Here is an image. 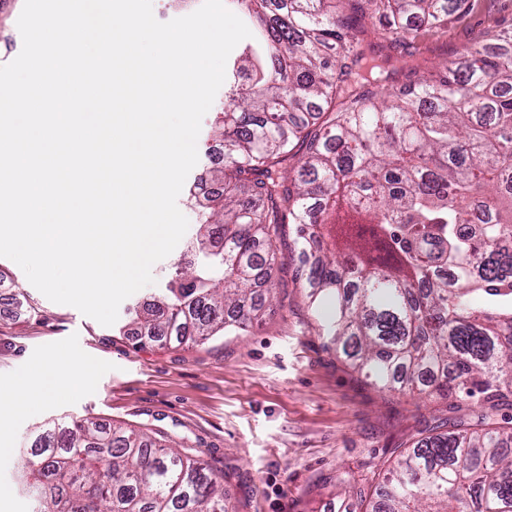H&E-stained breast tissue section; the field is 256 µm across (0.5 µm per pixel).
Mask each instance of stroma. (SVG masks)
<instances>
[{"instance_id":"obj_1","label":"stroma","mask_w":512,"mask_h":512,"mask_svg":"<svg viewBox=\"0 0 512 512\" xmlns=\"http://www.w3.org/2000/svg\"><path fill=\"white\" fill-rule=\"evenodd\" d=\"M23 5L0 0V65L22 49ZM511 17L512 0H475L465 15L427 32L423 46L444 60ZM224 103L217 94L202 120L189 181L204 182L224 163V145L211 130ZM186 250L179 243L153 266L154 284L122 302L113 327L51 302L0 257V383L55 362L97 367L90 387L58 392L18 419L9 447L23 448L51 419L92 417L167 432L180 450L223 474L232 512H356V499L337 496L335 483L373 491L408 441L434 418L449 417L446 401L380 393L340 365L326 347L323 313L308 309L290 272L262 323L246 335L177 348L120 335L119 326L153 300Z\"/></svg>"}]
</instances>
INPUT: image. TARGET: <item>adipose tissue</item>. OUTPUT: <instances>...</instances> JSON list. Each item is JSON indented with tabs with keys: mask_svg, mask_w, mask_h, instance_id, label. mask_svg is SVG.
I'll use <instances>...</instances> for the list:
<instances>
[{
	"mask_svg": "<svg viewBox=\"0 0 512 512\" xmlns=\"http://www.w3.org/2000/svg\"><path fill=\"white\" fill-rule=\"evenodd\" d=\"M96 367L86 362L78 367L65 364L37 372L20 382L0 386V460L13 454L6 445L15 420L31 412L56 392L79 390L93 383Z\"/></svg>",
	"mask_w": 512,
	"mask_h": 512,
	"instance_id": "adipose-tissue-1",
	"label": "adipose tissue"
}]
</instances>
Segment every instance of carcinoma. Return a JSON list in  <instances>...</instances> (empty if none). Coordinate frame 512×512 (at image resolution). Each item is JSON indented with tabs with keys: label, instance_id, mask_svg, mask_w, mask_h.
I'll return each instance as SVG.
<instances>
[{
	"label": "carcinoma",
	"instance_id": "cac0c4a2",
	"mask_svg": "<svg viewBox=\"0 0 512 512\" xmlns=\"http://www.w3.org/2000/svg\"><path fill=\"white\" fill-rule=\"evenodd\" d=\"M226 2L259 43L231 64L224 166L208 172L190 260L132 331L248 332L286 242L348 368L383 393H444L459 414L401 451L371 512H512V426L498 422L512 393V27L435 61L414 24L440 27L470 0ZM20 480L34 512H227L224 477L199 457L91 419L37 427Z\"/></svg>",
	"mask_w": 512,
	"mask_h": 512
}]
</instances>
